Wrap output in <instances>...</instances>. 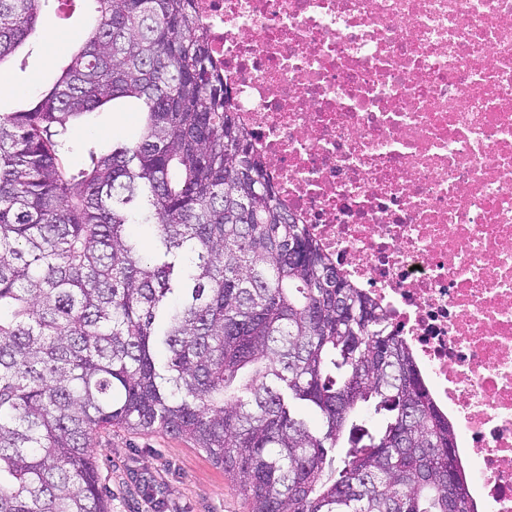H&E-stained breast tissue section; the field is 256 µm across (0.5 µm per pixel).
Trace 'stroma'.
<instances>
[{
	"label": "stroma",
	"instance_id": "stroma-1",
	"mask_svg": "<svg viewBox=\"0 0 512 512\" xmlns=\"http://www.w3.org/2000/svg\"><path fill=\"white\" fill-rule=\"evenodd\" d=\"M93 12V0H75L67 13L59 11L57 0H46L38 34L18 49L10 67L0 70V112L26 108L56 79ZM137 124L132 108L91 115L73 129L70 163L80 161L89 136L106 145L115 138H132ZM90 444L112 512H247L223 468L185 439L115 428L93 433Z\"/></svg>",
	"mask_w": 512,
	"mask_h": 512
}]
</instances>
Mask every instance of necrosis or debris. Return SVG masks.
Instances as JSON below:
<instances>
[{
    "label": "necrosis or debris",
    "instance_id": "obj_1",
    "mask_svg": "<svg viewBox=\"0 0 512 512\" xmlns=\"http://www.w3.org/2000/svg\"><path fill=\"white\" fill-rule=\"evenodd\" d=\"M283 203L412 349L512 512V0H196Z\"/></svg>",
    "mask_w": 512,
    "mask_h": 512
}]
</instances>
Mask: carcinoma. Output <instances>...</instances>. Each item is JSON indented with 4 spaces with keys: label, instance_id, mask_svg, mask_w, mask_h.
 I'll use <instances>...</instances> for the list:
<instances>
[{
    "label": "carcinoma",
    "instance_id": "cac0c4a2",
    "mask_svg": "<svg viewBox=\"0 0 512 512\" xmlns=\"http://www.w3.org/2000/svg\"><path fill=\"white\" fill-rule=\"evenodd\" d=\"M44 2L0 0V64ZM94 2L57 81L0 112V512H112L89 439L115 427L191 441L248 512H474L448 417L282 203L195 0ZM122 98L139 137L68 167L71 120Z\"/></svg>",
    "mask_w": 512,
    "mask_h": 512
}]
</instances>
